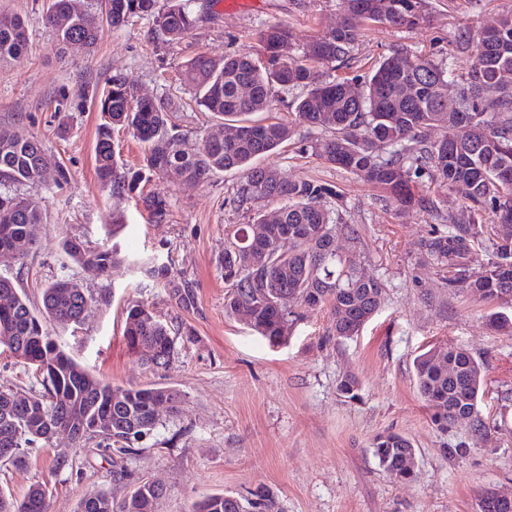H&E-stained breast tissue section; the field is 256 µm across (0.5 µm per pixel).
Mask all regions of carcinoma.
Instances as JSON below:
<instances>
[{"mask_svg":"<svg viewBox=\"0 0 512 512\" xmlns=\"http://www.w3.org/2000/svg\"><path fill=\"white\" fill-rule=\"evenodd\" d=\"M343 21L309 42L303 56L288 49L293 31L279 24L260 34L264 56H228L220 61L205 55L190 59L183 81L195 91L199 106L222 123L217 135L189 140L171 124L169 109L139 97L122 76L107 82L99 101L104 122L99 125L95 161L99 181L121 196L131 193L144 172L199 182L229 170L243 172L235 202L240 209L265 199L283 201L276 210L259 213L238 224L224 241V312L243 322L270 345H280L303 317V309L327 304L335 315L333 335L351 339L384 303L385 286L367 278L355 260L336 248L344 222L336 187L317 181H290L276 169L257 163L294 135L283 122L262 123L254 114L272 107L278 89H301L293 99L299 120L326 132L311 145L324 163L352 172L381 189L397 206L425 212L437 210L428 194L417 191L427 179L456 194L461 205L448 212V224L422 243L429 263L445 273L454 294H467L498 306L512 305V14L501 15L478 30L459 35L471 51L468 65L450 54L431 56L399 51L385 58L350 94L349 82L320 79L318 67H348L364 26L379 24L410 28L426 18L425 0H345ZM92 0H50L45 22L59 45L91 46L98 30L84 24ZM105 21L117 28L134 16L153 18L154 38L177 44L197 27L192 0H104ZM23 19L0 13V60H16L28 52ZM456 107L448 109V99ZM122 126L147 145L143 167L119 170L112 146V127ZM445 130L440 138L434 129ZM47 180L40 142L16 129L0 128V252L20 239L37 249L34 230L43 223L38 200L18 191ZM154 222L167 217V202L147 199ZM263 235H254V227ZM64 253L73 264L108 274L125 265L170 288L179 307L195 304L192 289L176 282L172 267L153 258L121 253L117 245L90 244L65 236ZM488 251L487 263L478 262ZM95 302L73 275L59 276L33 308L14 281L0 275V343L14 357L35 367L42 386L37 394L0 390V457L23 463L21 449L54 435H68L76 446L101 439L112 454L124 459L137 451L139 436L158 425L156 406L179 409L180 393L159 387H119L103 383L75 362L51 336L46 323L80 324ZM490 324L512 334V313L496 311ZM128 344L144 353L152 367L169 364L175 337L146 304L136 302L127 313ZM418 389L433 408V424L448 432L461 422L473 435L488 426L479 409L484 367L465 349L435 345L413 362ZM455 371L448 376V369ZM359 382L347 375L339 391L359 398ZM411 441L397 433L376 437L373 455L394 480L412 479ZM164 487L146 480L114 507L104 492L91 490L77 512H155ZM0 512H48L47 489L32 487L21 500L0 493ZM193 512H276L270 492L246 496L210 495L196 502Z\"/></svg>","mask_w":512,"mask_h":512,"instance_id":"carcinoma-1","label":"carcinoma"}]
</instances>
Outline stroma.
I'll list each match as a JSON object with an SVG mask.
<instances>
[{
    "mask_svg": "<svg viewBox=\"0 0 512 512\" xmlns=\"http://www.w3.org/2000/svg\"><path fill=\"white\" fill-rule=\"evenodd\" d=\"M426 4L429 19L415 28L368 25L350 67L333 70V77L369 75L403 48L437 59L458 53L464 29L512 11V0ZM47 6L48 0H0V11L20 15L29 36L23 58L0 62V127L17 126L35 136L67 179L30 188L44 213L35 230L38 252L23 261L0 256V274L40 301L44 285L69 262L64 236L78 235L114 241L122 251L171 265L193 288L196 304L179 308L169 288L123 266L107 277L78 269L84 288L107 300L88 308L82 324L50 325L51 335L98 380L172 388L182 395L181 407L175 413L160 408L157 429L125 460V477L113 476L112 452L97 440L74 448L59 435L26 448L24 466L0 462V492L19 500L32 486H47L49 512H77L92 489L122 501L142 478L166 489L156 512H190L202 497L254 489L273 493L281 512H478L485 491L512 495V335L491 327L492 305L449 294L420 255L442 214L457 209L455 194L423 183L419 189L437 200L439 215L397 210L377 187L312 154L308 144L320 130L298 122L293 92H279L267 117L292 122L295 133L261 157V164L275 166L288 179L329 183L341 191L344 219L356 236L338 234L336 246L366 276L382 281L386 294L382 309L354 339L336 341L333 315L324 305L305 310L287 343L273 347L224 313V241L234 225L249 220L233 202L241 172L226 171L202 183L154 176L122 197L103 189L97 178L101 114L92 93L113 75L125 76L139 95L170 104L178 130L200 136L212 132L217 120L181 83L185 62L199 53L216 60L258 55L259 33L270 24L294 30L291 53L301 56L307 42L341 22L342 0H195L194 9H206L207 16L174 45L153 41L151 17H133L116 29L95 9V44L64 50L45 24ZM149 195L166 200L164 222L150 221L143 203ZM116 214L122 222L117 229ZM134 301L149 305L176 331L168 366L145 365L141 353L128 346L126 307ZM448 341L484 365L480 410L486 436H470L460 425L440 433L418 390L415 357ZM347 375L358 379L360 400L340 393L338 382ZM0 389H41L33 367L3 345ZM387 432L412 441L413 480H393L374 457L376 436ZM461 437L470 454L448 458L445 446ZM64 450L70 466L54 469L55 456Z\"/></svg>",
    "mask_w": 512,
    "mask_h": 512,
    "instance_id": "stroma-1",
    "label": "stroma"
}]
</instances>
